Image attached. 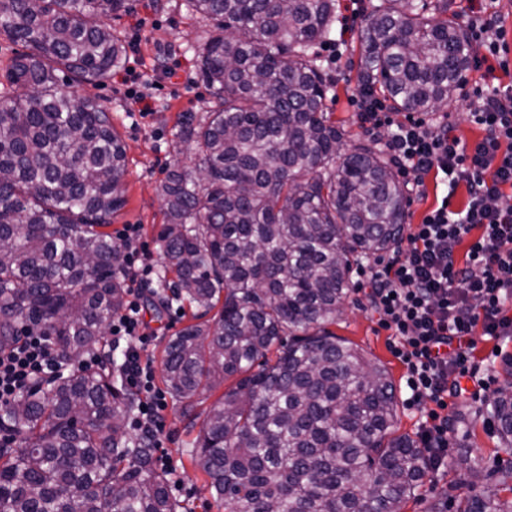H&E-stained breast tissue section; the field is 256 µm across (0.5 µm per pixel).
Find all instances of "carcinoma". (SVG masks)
Listing matches in <instances>:
<instances>
[{
	"label": "carcinoma",
	"instance_id": "cac0c4a2",
	"mask_svg": "<svg viewBox=\"0 0 512 512\" xmlns=\"http://www.w3.org/2000/svg\"><path fill=\"white\" fill-rule=\"evenodd\" d=\"M212 22L196 50L214 98L182 117L197 163L158 188L161 289L197 309L168 340L163 377L191 459L224 512H403L429 474L394 434L387 370L336 336L353 266L403 236L407 192L388 154L331 120L315 49L336 0H187ZM135 0H0V34L24 51L0 109V342L40 327L76 364L106 342L125 303L122 243L105 227L124 204L126 149L102 106L60 91L97 85L126 58L105 19ZM468 67L448 0H379L364 17L358 86L398 112H437ZM232 381L203 413L199 396ZM135 398L103 367L78 366L0 412V512H178L152 445L134 438ZM512 448V377L492 401ZM457 512H512L489 486Z\"/></svg>",
	"mask_w": 512,
	"mask_h": 512
}]
</instances>
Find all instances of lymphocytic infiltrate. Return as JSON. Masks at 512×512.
Here are the masks:
<instances>
[{"instance_id":"1","label":"lymphocytic infiltrate","mask_w":512,"mask_h":512,"mask_svg":"<svg viewBox=\"0 0 512 512\" xmlns=\"http://www.w3.org/2000/svg\"><path fill=\"white\" fill-rule=\"evenodd\" d=\"M470 10L469 36L480 49L471 69L512 70V34L481 0H472ZM465 97L469 120L481 132L471 143L457 135L452 123L424 114L393 120L386 97L375 89L364 87L351 97L359 127L385 135V147L411 192L421 194L432 173L447 188L420 223L410 225L405 251L376 260L362 283L406 368V403L420 414V445L435 472L447 464L452 445L449 398H480L495 381L475 360L476 335L512 341V204L505 193L512 188V84L477 82ZM460 190L466 203L455 210L451 198ZM120 237L126 245L122 275L149 282L153 265L140 242L139 225H124ZM141 298V291H131L124 310L112 319L107 346L123 352L119 376L139 397L133 424L156 448V468L169 474L172 462L160 450L167 404L154 385L147 355L154 336L140 317ZM72 368L54 353L42 329H24L11 344L0 345V408L35 383Z\"/></svg>"}]
</instances>
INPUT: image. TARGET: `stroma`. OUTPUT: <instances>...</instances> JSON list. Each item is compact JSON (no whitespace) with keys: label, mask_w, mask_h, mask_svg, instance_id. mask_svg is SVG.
I'll use <instances>...</instances> for the list:
<instances>
[{"label":"stroma","mask_w":512,"mask_h":512,"mask_svg":"<svg viewBox=\"0 0 512 512\" xmlns=\"http://www.w3.org/2000/svg\"><path fill=\"white\" fill-rule=\"evenodd\" d=\"M186 0H138L134 12L117 20L115 27L128 45L124 65L98 85H63V92L92 96L112 116V124L121 135L126 148L128 172L125 184V204L113 219L109 230L118 233L123 225L137 224L142 239L148 245L153 265H160L161 255L157 235L165 222L163 202L158 187L173 161L193 167L195 157L189 150H177L176 134L182 115L188 112L204 115L212 101L210 89L198 76L197 60L192 50L197 40L204 38L205 28L198 15L189 12ZM371 0H339L338 14L350 18L351 25L344 35L347 52L340 65L329 64L326 46L318 52L324 58V72L333 84L327 107L337 124L343 125L352 136H360L353 108L352 95L358 89L357 45L361 18ZM178 59L181 71L178 78L162 80L155 93L150 115H130L126 97L125 77L134 74L140 79H153L159 66ZM191 316L186 301H173L162 317L145 312L144 319L157 330L159 339L153 350L154 360H161L168 338L185 326ZM336 336L357 346L369 358L383 364L396 387L403 389L405 367L394 354L387 330L380 327L378 317L365 307L361 292H354L341 318L332 326ZM489 404L458 398L448 406V415L455 430L452 448L448 450L450 466L429 475L419 498L409 502L405 512H431L433 503H442V512H455V485L461 472L455 465L458 457L486 470L502 473L512 471V451L501 448L496 425L490 419ZM165 450L178 464L182 481L174 497L183 508L195 512H219L207 490L206 476L191 462L190 450L194 432L186 429L175 404L166 410Z\"/></svg>","instance_id":"1"}]
</instances>
